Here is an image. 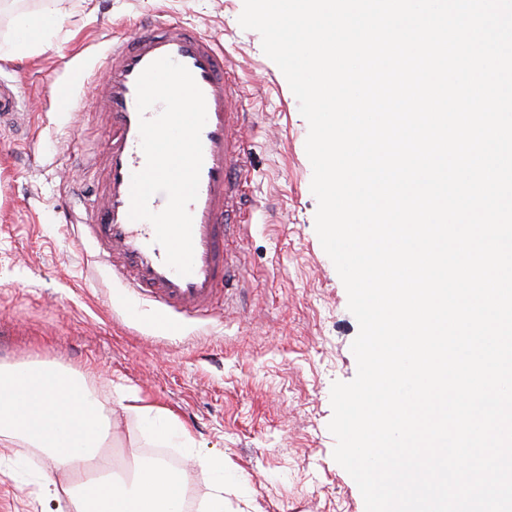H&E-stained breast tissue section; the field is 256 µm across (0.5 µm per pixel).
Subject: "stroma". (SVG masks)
I'll use <instances>...</instances> for the list:
<instances>
[{
	"label": "stroma",
	"mask_w": 512,
	"mask_h": 512,
	"mask_svg": "<svg viewBox=\"0 0 512 512\" xmlns=\"http://www.w3.org/2000/svg\"><path fill=\"white\" fill-rule=\"evenodd\" d=\"M244 0H68L37 52L5 45L15 15H40L50 0H14L0 14V80L19 115L0 127V367L42 360L82 376L111 410L106 450L124 466L152 458L160 442L122 397L164 410L195 448L169 449L199 507L212 479L196 461L224 458L225 512H365L338 464L331 386L352 381L359 325L315 230L318 207L305 143L309 125L260 34L243 29ZM176 16L223 44L249 121L246 204L255 222L229 238L239 277L221 315L184 321L168 334L142 301L113 308L121 285L93 270L73 213L90 207L99 175L87 160L105 152L109 128L96 91L78 114L61 112L58 83L76 65L132 35L141 19ZM56 469L47 452L0 442V512H61L32 482Z\"/></svg>",
	"instance_id": "obj_1"
}]
</instances>
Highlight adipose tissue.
<instances>
[{"mask_svg":"<svg viewBox=\"0 0 512 512\" xmlns=\"http://www.w3.org/2000/svg\"><path fill=\"white\" fill-rule=\"evenodd\" d=\"M106 407L78 378L51 364L0 371V438L50 452L57 474H41V493L68 499L74 512H183L179 472L157 461L114 471L101 451Z\"/></svg>","mask_w":512,"mask_h":512,"instance_id":"ef3b65f1","label":"adipose tissue"}]
</instances>
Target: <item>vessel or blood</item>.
<instances>
[{"instance_id":"vessel-or-blood-1","label":"vessel or blood","mask_w":512,"mask_h":512,"mask_svg":"<svg viewBox=\"0 0 512 512\" xmlns=\"http://www.w3.org/2000/svg\"><path fill=\"white\" fill-rule=\"evenodd\" d=\"M165 56L188 68L204 94L207 111L198 197L189 207L194 260L187 276L166 264L153 225L128 216L131 177L146 165L136 81L150 63ZM102 68L105 77L97 105L106 117L111 139L100 161L95 206L82 228L94 242L96 262L106 266L126 291L147 301L156 324L173 333L180 318L215 314L228 292L227 227L248 182L244 98L223 48L178 21L141 20L135 35L113 43ZM94 79L82 67L59 85L57 94L68 113L77 112L79 88Z\"/></svg>"}]
</instances>
